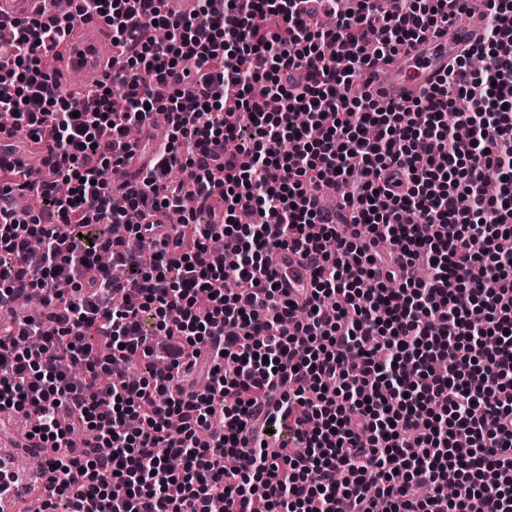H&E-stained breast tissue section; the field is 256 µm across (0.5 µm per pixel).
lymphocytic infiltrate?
Listing matches in <instances>:
<instances>
[{
  "label": "lymphocytic infiltrate",
  "instance_id": "lymphocytic-infiltrate-1",
  "mask_svg": "<svg viewBox=\"0 0 512 512\" xmlns=\"http://www.w3.org/2000/svg\"><path fill=\"white\" fill-rule=\"evenodd\" d=\"M166 2L62 15L44 0L0 42L11 131L57 149L40 181L0 158V407L32 412L56 451L49 489L20 495L0 460V497L16 512H512V0H482L483 42L409 105L370 92V70L471 0ZM94 17L119 54L76 110L40 56ZM189 58L191 95L156 97ZM159 112L149 167L113 179ZM215 195L222 212L195 207ZM166 207L183 218L152 237ZM289 249L310 270L300 299L274 267ZM253 421L290 446L269 452Z\"/></svg>",
  "mask_w": 512,
  "mask_h": 512
}]
</instances>
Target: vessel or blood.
<instances>
[{"instance_id": "vessel-or-blood-1", "label": "vessel or blood", "mask_w": 512, "mask_h": 512, "mask_svg": "<svg viewBox=\"0 0 512 512\" xmlns=\"http://www.w3.org/2000/svg\"><path fill=\"white\" fill-rule=\"evenodd\" d=\"M41 3L42 0H0V20L18 21L32 17ZM485 28L484 9L479 0H473L470 9L453 19L447 29L428 32L415 50L379 67L374 75L373 89L394 103H411L423 87L446 74L458 56L483 41ZM111 61L112 31L102 21L75 25L65 41L42 57L46 71L57 73L67 91L80 99L87 95L89 74H104ZM274 265L283 287H307L304 260L299 254L280 252Z\"/></svg>"}]
</instances>
